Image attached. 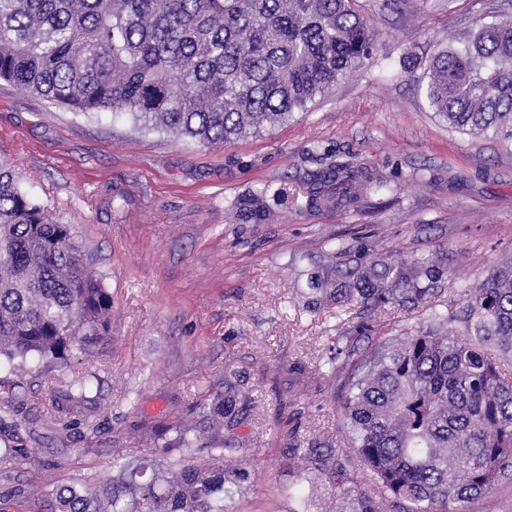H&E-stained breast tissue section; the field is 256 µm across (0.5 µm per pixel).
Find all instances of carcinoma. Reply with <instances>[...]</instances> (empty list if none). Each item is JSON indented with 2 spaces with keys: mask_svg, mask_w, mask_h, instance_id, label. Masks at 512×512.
<instances>
[{
  "mask_svg": "<svg viewBox=\"0 0 512 512\" xmlns=\"http://www.w3.org/2000/svg\"><path fill=\"white\" fill-rule=\"evenodd\" d=\"M352 0H0V80L73 112L116 110L135 127L202 145L231 144L249 131L288 122L370 57L372 37ZM425 95L436 114L473 135L512 139V19L482 24L463 47L430 59ZM316 180L336 192L293 198L300 210L341 212L381 187L365 164L341 156ZM243 224L271 215L268 189L232 202ZM438 254L394 263H355L338 248L307 273L312 311L360 303L353 331L371 330L386 306L425 308L426 323L391 336L354 365L341 418L354 466L369 489H340V512H464V504L512 479V259L493 266L456 301L442 298ZM112 329V296L82 259L66 224L19 190L0 164V356L71 360ZM336 347L324 362L336 376ZM94 374L75 375L70 398H86ZM243 392L236 374L224 392L194 406L197 420L145 422L136 463L119 465L105 488L109 512H226L224 500L252 482L228 455L245 450L234 434ZM165 442L187 455L166 477L148 459ZM202 442L208 460L197 462ZM298 483L288 512H305L308 474L332 478L336 459L295 446ZM43 512H102L97 496L72 487Z\"/></svg>",
  "mask_w": 512,
  "mask_h": 512,
  "instance_id": "carcinoma-1",
  "label": "carcinoma"
}]
</instances>
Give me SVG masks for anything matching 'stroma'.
Here are the masks:
<instances>
[{
  "instance_id": "1",
  "label": "stroma",
  "mask_w": 512,
  "mask_h": 512,
  "mask_svg": "<svg viewBox=\"0 0 512 512\" xmlns=\"http://www.w3.org/2000/svg\"><path fill=\"white\" fill-rule=\"evenodd\" d=\"M372 53L308 111L231 145L203 146L134 129L128 116L75 113L0 81V162L54 221L70 225L83 259L112 296V333L83 369L95 379L70 401L72 369L0 359V512H41L49 491L94 492L115 449L141 447L143 421L178 416L242 380L249 417L243 456L257 480L228 512H287L296 475L280 430L332 448L362 479L339 420L342 389L319 369L345 329L335 309L302 308L306 270L366 236L398 262L436 253L450 294L477 286L512 257V142L448 126L419 90L431 55L478 25L512 17V0H354ZM355 157L381 180L342 214L298 210L323 153ZM286 189L269 224L236 223L230 204ZM424 311L378 314L359 354L413 331Z\"/></svg>"
}]
</instances>
